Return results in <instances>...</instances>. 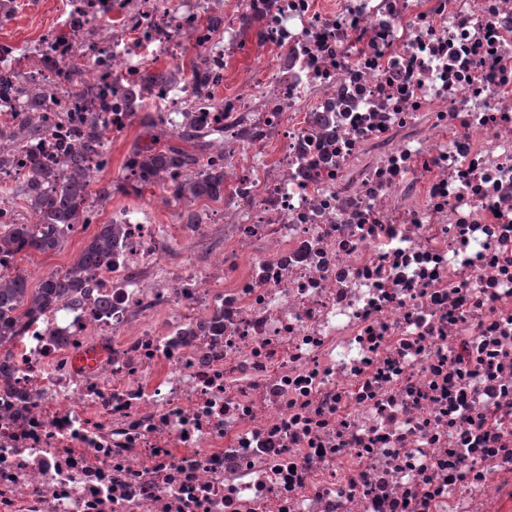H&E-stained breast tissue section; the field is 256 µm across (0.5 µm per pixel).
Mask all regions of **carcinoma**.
<instances>
[{
  "label": "carcinoma",
  "instance_id": "obj_1",
  "mask_svg": "<svg viewBox=\"0 0 512 512\" xmlns=\"http://www.w3.org/2000/svg\"><path fill=\"white\" fill-rule=\"evenodd\" d=\"M189 72L208 97L216 95L209 71L197 68L192 61ZM140 137L142 140L128 155L126 175L117 184L123 194L141 198L146 190L171 180V191L177 198L190 202L223 198L224 168L205 163L209 146L206 135L191 125L172 130L148 116L142 121ZM22 193L31 221L0 228V252L20 255L53 251L62 245L73 226L91 223L89 181L76 161L65 173L33 168ZM117 229L112 222L99 225L63 274H47L35 289L29 288L22 269L14 267L12 274H0V347L21 336L26 320L89 292L90 272L112 255Z\"/></svg>",
  "mask_w": 512,
  "mask_h": 512
}]
</instances>
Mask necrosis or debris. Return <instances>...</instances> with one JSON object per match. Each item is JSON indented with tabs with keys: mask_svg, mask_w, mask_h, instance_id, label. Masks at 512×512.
I'll return each mask as SVG.
<instances>
[{
	"mask_svg": "<svg viewBox=\"0 0 512 512\" xmlns=\"http://www.w3.org/2000/svg\"><path fill=\"white\" fill-rule=\"evenodd\" d=\"M188 44L252 67L143 87ZM146 108L219 133L224 199L125 209L89 296L0 350V512H512V0H60L0 42V132L43 129L0 141V225Z\"/></svg>",
	"mask_w": 512,
	"mask_h": 512,
	"instance_id": "1",
	"label": "necrosis or debris"
}]
</instances>
